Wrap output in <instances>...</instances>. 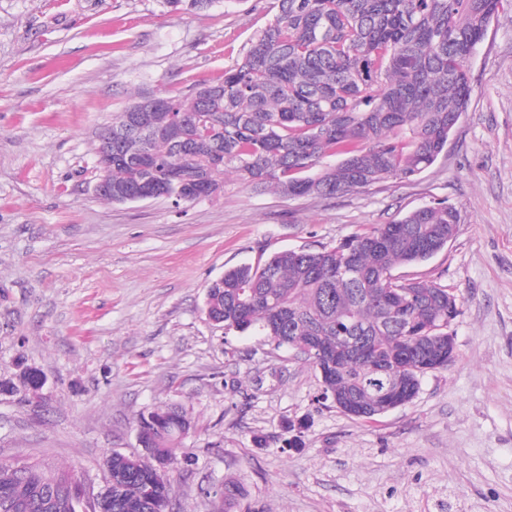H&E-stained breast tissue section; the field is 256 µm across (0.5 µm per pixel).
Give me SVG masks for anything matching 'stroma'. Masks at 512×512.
I'll use <instances>...</instances> for the list:
<instances>
[{
	"instance_id": "stroma-1",
	"label": "stroma",
	"mask_w": 512,
	"mask_h": 512,
	"mask_svg": "<svg viewBox=\"0 0 512 512\" xmlns=\"http://www.w3.org/2000/svg\"><path fill=\"white\" fill-rule=\"evenodd\" d=\"M275 13V0H0V378L22 359L46 380L0 399V462L98 490L112 452H140L137 415L178 404L195 428L170 474L174 512H512L511 6L471 60L447 152L411 180L321 199L229 172L222 194L177 207L95 192L113 113L223 78ZM437 201L460 214L455 238L400 274L457 295L455 358L410 404L348 417L293 352L207 319L226 270ZM228 481L243 492L231 503Z\"/></svg>"
}]
</instances>
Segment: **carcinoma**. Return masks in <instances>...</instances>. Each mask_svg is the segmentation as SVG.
Here are the masks:
<instances>
[{
    "mask_svg": "<svg viewBox=\"0 0 512 512\" xmlns=\"http://www.w3.org/2000/svg\"><path fill=\"white\" fill-rule=\"evenodd\" d=\"M163 2L177 12L223 0ZM503 2L276 0L223 80L113 115L112 187L150 180L173 199H199L222 191L231 170L256 189L327 198L409 180L448 148L472 94L470 53ZM457 223L458 210L438 202L317 249L275 252L211 282L206 307L227 332L295 351L336 409L373 421L376 385L390 380L391 402L404 406L454 358L457 296L393 271L447 248ZM136 426L144 453L107 458L103 512H167L168 470L186 460L192 419L167 405ZM51 479L83 494L63 474L0 463V512H78Z\"/></svg>",
    "mask_w": 512,
    "mask_h": 512,
    "instance_id": "carcinoma-1",
    "label": "carcinoma"
}]
</instances>
